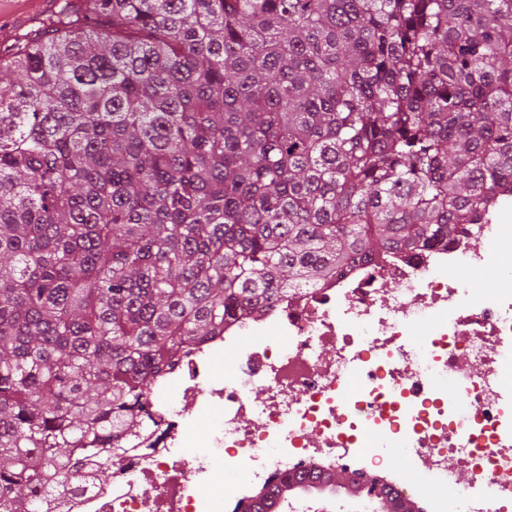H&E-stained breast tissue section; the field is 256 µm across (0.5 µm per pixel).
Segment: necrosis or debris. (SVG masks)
Listing matches in <instances>:
<instances>
[{
  "label": "necrosis or debris",
  "mask_w": 512,
  "mask_h": 512,
  "mask_svg": "<svg viewBox=\"0 0 512 512\" xmlns=\"http://www.w3.org/2000/svg\"><path fill=\"white\" fill-rule=\"evenodd\" d=\"M505 240L512 211L499 204L441 243L355 261L230 320L151 388L156 427L93 460L107 479L45 495L41 512H236L314 466L382 472L429 512H512ZM491 269L493 287L473 294ZM226 352L235 359L216 375Z\"/></svg>",
  "instance_id": "obj_1"
}]
</instances>
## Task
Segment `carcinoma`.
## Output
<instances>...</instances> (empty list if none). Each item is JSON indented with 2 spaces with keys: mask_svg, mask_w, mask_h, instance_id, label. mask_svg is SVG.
<instances>
[{
  "mask_svg": "<svg viewBox=\"0 0 512 512\" xmlns=\"http://www.w3.org/2000/svg\"><path fill=\"white\" fill-rule=\"evenodd\" d=\"M0 69V512L228 320L512 195V0H59Z\"/></svg>",
  "mask_w": 512,
  "mask_h": 512,
  "instance_id": "1",
  "label": "carcinoma"
}]
</instances>
